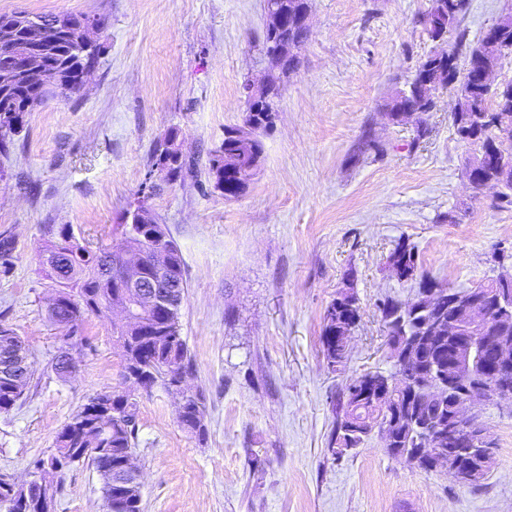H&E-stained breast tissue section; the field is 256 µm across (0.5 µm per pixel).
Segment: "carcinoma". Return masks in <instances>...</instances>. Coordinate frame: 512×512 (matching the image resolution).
I'll return each instance as SVG.
<instances>
[{"instance_id":"obj_1","label":"carcinoma","mask_w":512,"mask_h":512,"mask_svg":"<svg viewBox=\"0 0 512 512\" xmlns=\"http://www.w3.org/2000/svg\"><path fill=\"white\" fill-rule=\"evenodd\" d=\"M451 2L453 9L449 13L440 12L441 6L435 4L433 9L437 13L428 15L424 20L426 31L433 41L448 32V27L464 8V0ZM80 39L81 31L76 27L49 48V60L57 69L56 89L65 94L74 92L75 71L87 61L96 63L99 56L96 50L91 57H86ZM507 52L512 53V19L506 24L496 25L483 35L476 46L469 50L461 67L456 64L453 54L448 55L445 62L435 55L426 57L419 65L404 100L392 97L386 103V108L392 112L396 122L404 120L399 108L406 104L418 106L423 102L426 111H433L435 103L423 101L418 77L423 74L433 76L439 71L446 73L447 85L458 84L460 92L457 107L452 112L456 134L487 155L481 166L468 165L467 173L474 175L479 188L501 185L512 191V169L506 171L498 163L504 157L512 158V133H503L504 126L512 124V98H504V92L498 88L480 84L478 77L482 68L481 60L494 64ZM4 112L14 113V117L8 118L12 122V129L0 135V152L5 153L9 150L11 137L24 127L25 112L9 106L0 107V114ZM232 132L231 127L224 129V140L211 152L210 165L216 164L224 169V187L220 193L238 198L250 184L244 166L254 156L263 153V143L258 137L253 140L236 138ZM151 161L154 166L169 167L171 184L183 183L193 173L186 159L173 158L168 148L163 146L154 150ZM137 209L144 213L145 222L119 224L117 229L130 248L146 255L147 266L152 273L170 276L180 283L181 291H186L180 248L169 235L166 225L158 223L143 203H138ZM102 249V245L93 248L81 244L70 226L63 224L55 239L49 241L41 253L42 266L55 287V306L49 308V317L65 328L62 341L66 347L73 345L78 322L86 314L103 309L111 311L122 303L121 278L100 273ZM15 250V239L0 233L1 267L7 269L12 265ZM389 264L415 272L417 256L414 247L404 239L398 242L389 256ZM380 310L388 336L393 337L400 331L407 336L417 333L422 315L415 313L411 304L388 297L381 303ZM359 318V307L352 294L342 291L326 307L321 344L327 367L333 369L336 364L346 360L350 335ZM149 327L153 332L145 335L133 325L114 323L113 337L122 349L124 370L131 373L141 370L147 374V379L142 382L143 390L151 389L158 382L169 390L177 379L187 376L193 369L191 353L181 336L179 313L156 310L152 312ZM33 376L30 365L17 369L11 380L0 375V412H7L15 406L28 389ZM354 385L353 380L347 383L335 409L329 451L338 458L368 441V438L360 435L346 434L352 417L372 420L380 428L386 419L405 414L403 406L395 402H388L381 408L370 406L367 400L356 402L352 393ZM182 398L183 404L178 411L179 424L198 439H205L206 406L203 395L188 392L182 394ZM418 406L443 418L448 417L450 411V403L444 397H427L418 402ZM137 416L138 402L131 393L123 392L114 397L112 393L104 392L90 398L58 433L55 453L49 460L35 462L36 484L28 490L30 512H39L38 502L43 494L50 505H55L64 482V470L73 464L76 455L95 466L102 482L104 512H142L141 486L126 468L127 461L134 456ZM421 441L422 434L408 431L397 446L387 449V453L393 456L400 448H418Z\"/></svg>"}]
</instances>
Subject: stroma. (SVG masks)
Segmentation results:
<instances>
[{
    "label": "stroma",
    "instance_id": "stroma-1",
    "mask_svg": "<svg viewBox=\"0 0 512 512\" xmlns=\"http://www.w3.org/2000/svg\"><path fill=\"white\" fill-rule=\"evenodd\" d=\"M431 5L310 0V33L276 100L261 169L227 200L208 162L243 120V83L265 67L264 0H0V15L105 21L85 89L27 113L0 156V232L17 245L0 271V324L24 339L35 368L22 401L0 413V475L28 480L91 397L124 387L105 311L79 324L76 373L53 369L63 343L40 253L63 224L78 239L119 245L112 226L139 199L182 253L188 384L206 398L207 428L202 439L182 429L162 385L138 391L143 512H512V410L493 402L479 408L494 448L475 488L388 455L377 437L338 459L327 451L343 387L392 369L381 301L411 300L422 279L459 290L489 282L499 273L493 250L512 253V197L467 179L476 148L452 126L456 91L404 124L384 108L428 55L475 46L512 0H465L439 42L423 24ZM173 127L195 163L182 184L149 173ZM402 239L417 253L409 279L388 264ZM347 289L360 319L346 361L330 370L322 316ZM56 512H103L89 462L67 469Z\"/></svg>",
    "mask_w": 512,
    "mask_h": 512
}]
</instances>
